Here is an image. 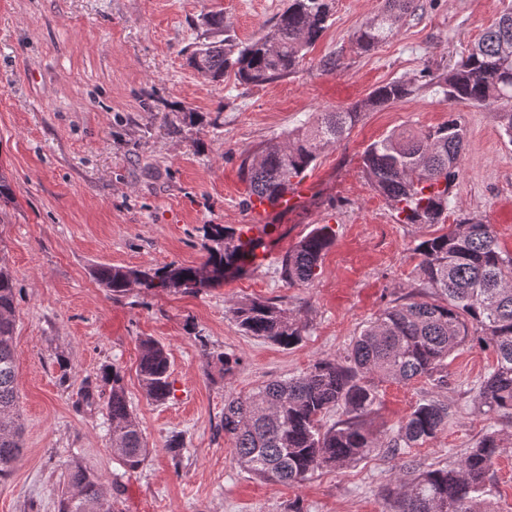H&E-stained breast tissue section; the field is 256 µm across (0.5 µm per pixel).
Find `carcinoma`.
I'll list each match as a JSON object with an SVG mask.
<instances>
[{"mask_svg":"<svg viewBox=\"0 0 512 512\" xmlns=\"http://www.w3.org/2000/svg\"><path fill=\"white\" fill-rule=\"evenodd\" d=\"M333 4L334 0H288L269 29L247 44L237 43L224 29V11H212L205 17L208 40L191 52L189 65L212 81L223 79L229 70L253 85L287 77L296 73L327 28ZM417 7L418 0H385L383 11L362 22L351 41L363 52L375 50ZM426 73L425 86L442 92L448 101L493 109L492 118L512 144V4L457 66ZM415 91L409 82H388L376 87L362 105L345 112H321L290 133L288 143L248 155L242 174L250 194L275 205L324 147L349 134L361 110L383 107ZM464 138L461 125L451 119L416 132L393 131L365 148V177L399 223L419 228L445 223ZM207 236L213 246L199 266L172 262L150 271L101 265L93 275L114 296L133 285L195 292L223 282L227 268L238 275L247 273L256 250L264 247L263 237L244 240L235 228L222 224L209 225ZM334 241L329 225L312 229L282 257L280 278L290 285H311ZM415 251L421 257L418 291L367 321L345 355L224 399V437L232 443L242 470L262 481L298 485L320 468L355 463L374 448L409 455L448 425L452 411L437 399H424L385 441L366 427L379 398V384L424 379L445 388L448 359L466 342L496 354L492 371L474 390V408L512 421V252L500 247L492 225L475 217L420 240ZM15 312V279L0 264L1 482L11 475L22 448ZM231 312L248 336L285 348L302 341V322L272 301H238ZM138 372L148 399L163 403L170 398V359L163 345L140 340ZM101 379L110 385L105 410L112 424V447L126 470L135 472L150 450L127 399L120 368L105 367ZM333 411L343 418L324 423ZM506 451L498 431L491 429L456 463L421 467L406 461L408 476L396 479L395 488H384L383 496L392 501V512H497L487 497L486 481L495 460ZM58 512L117 510L100 479L74 463Z\"/></svg>","mask_w":512,"mask_h":512,"instance_id":"obj_1","label":"carcinoma"}]
</instances>
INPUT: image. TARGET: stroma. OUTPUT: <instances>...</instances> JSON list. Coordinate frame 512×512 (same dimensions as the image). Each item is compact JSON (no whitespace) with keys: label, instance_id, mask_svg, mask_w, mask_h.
Returning a JSON list of instances; mask_svg holds the SVG:
<instances>
[{"label":"stroma","instance_id":"35a3bbf8","mask_svg":"<svg viewBox=\"0 0 512 512\" xmlns=\"http://www.w3.org/2000/svg\"><path fill=\"white\" fill-rule=\"evenodd\" d=\"M511 0H419L397 31L369 53L353 31L384 0H335L326 30L298 72L263 85L204 79L185 52L205 39L204 13L223 11L238 41L260 37L284 0H0V172L15 200L0 221V257L16 282L15 356L23 450L0 482V512H57L67 469L79 461L103 482L119 512H388L379 494L399 457L379 448L357 463L315 471L294 486L241 470L224 436V398L340 357L364 322L417 282L422 237L469 215L493 225L512 251V145L489 108L423 90L362 112L350 134L319 154L293 208L268 210L264 257L244 276L194 293L135 288L115 297L92 275L98 265H197L204 227L251 223L240 173L246 154L284 142L320 112L344 111L377 86L448 67ZM341 66L325 71L323 62ZM457 119L461 175L445 223L418 229L368 184L366 146L394 130ZM336 232L312 285L281 280V257L319 224ZM276 301L306 324L285 349L243 335L230 308ZM170 356L174 391L149 400L137 373L140 340ZM239 359L225 373L219 353ZM495 363L468 343L448 366V385L385 383L367 419L391 435L423 398L453 416L413 449L427 466L459 459L488 428L512 444V423L475 411L471 389ZM124 375L127 397L151 450L137 472L112 450L101 406L86 383L104 366ZM182 436L172 454L167 444Z\"/></svg>","mask_w":512,"mask_h":512}]
</instances>
